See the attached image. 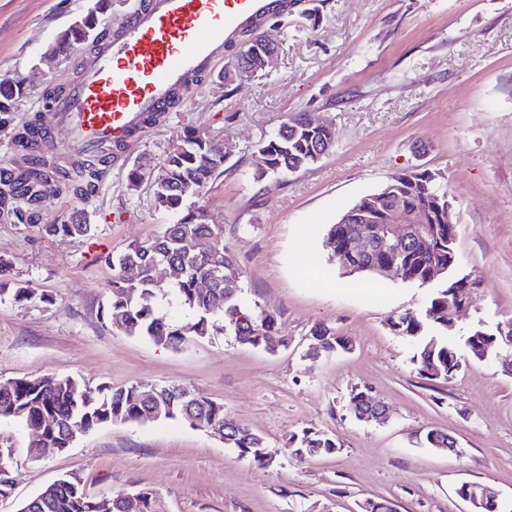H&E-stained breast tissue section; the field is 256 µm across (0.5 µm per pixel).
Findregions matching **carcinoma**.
I'll list each match as a JSON object with an SVG mask.
<instances>
[{
	"label": "carcinoma",
	"instance_id": "cac0c4a2",
	"mask_svg": "<svg viewBox=\"0 0 512 512\" xmlns=\"http://www.w3.org/2000/svg\"><path fill=\"white\" fill-rule=\"evenodd\" d=\"M110 6L111 0H97L95 8L79 24L61 33L54 52L59 54L70 46L83 44L94 34L97 40H103L106 33L97 32V14ZM182 102V95L173 96L165 109L148 114L145 122L163 123L168 112ZM31 129L30 123L14 129L13 169L0 178V222L30 224L49 237L92 238L94 225L78 216L60 224L41 223V204L48 195L61 192L89 202L103 177L104 166L117 159L124 146L105 145L96 157L67 166L46 151L38 156L31 153ZM334 145L332 128L312 126L305 113L296 112L257 144L253 182L262 185L306 169L321 158L325 147ZM231 157L223 143L187 128L167 153L158 173L139 165L130 170L131 186L150 183L155 206L168 215V222L151 239L133 240L118 252L98 256V261L112 271L110 296L100 310L105 325L172 349L191 339L210 336H232L242 345L263 350L274 340L286 346L277 318L238 297L242 277L238 260L231 250L216 248V243L224 239V225L213 223L202 203L206 188L224 175ZM387 192L399 196L409 211L423 219L415 228L430 235L435 246L432 251L423 252L407 241L397 251L388 242L372 239L368 251L359 255L358 265L367 274L373 273L377 265H390L393 278L430 287L423 314L393 318L390 327L413 343V360L420 374L446 382L462 366L464 354L482 359L496 351L494 347L484 348L491 340L485 327H474L460 342L452 339L453 330L448 328V304L470 298L462 289L448 287V277L455 275L448 270V246H456V225L448 223V190L438 171L417 165L395 174L373 195ZM388 223L387 207L381 205L362 224L326 225V240L337 243L331 260L341 265L356 234ZM158 263L167 270L164 283L156 279ZM8 268L9 261L0 257V297L10 294L16 300L31 298L34 289L10 287L4 279ZM128 268L136 269L137 275L127 276ZM170 296L187 310V318L177 320L161 313L160 302ZM311 336L325 354L343 350L348 343L346 337L323 324L314 326ZM188 391L190 388L181 384L134 381L118 387L105 385L92 396L72 376L24 377L6 386L0 383V418L12 419L22 426L28 436L27 455L31 459L38 458L36 448L43 442L53 448H69L79 435L106 424L182 421L208 428L240 456L260 465L272 463L263 437L227 417L222 403L195 393L191 399H184ZM367 392V388L353 390L350 403L354 411L373 415L375 409L365 399ZM289 443L301 461L332 455L339 448L335 437L314 430L291 435ZM13 447L11 437L0 435V498L7 497L12 487L8 472L14 464ZM106 503L111 512H164L162 497L153 489L142 498L127 499L122 493L106 501L87 494L75 477H64L62 482L47 486L19 512H100Z\"/></svg>",
	"mask_w": 512,
	"mask_h": 512
}]
</instances>
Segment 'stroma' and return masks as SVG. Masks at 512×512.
Returning <instances> with one entry per match:
<instances>
[{
  "mask_svg": "<svg viewBox=\"0 0 512 512\" xmlns=\"http://www.w3.org/2000/svg\"><path fill=\"white\" fill-rule=\"evenodd\" d=\"M94 3L0 0V80L21 86L14 112L0 121V170L11 166L13 126L49 119L47 89L79 80L91 44L48 65L42 56ZM262 33L279 46L272 70L226 87L224 66L238 52L226 48L177 111L141 128L92 202L47 196L43 223L82 210L96 227L92 239L0 223L8 278L36 291L29 300L0 299V382L52 373L92 392L133 381L183 384L261 434L273 463L259 467L211 432L168 421L104 425L32 460L22 428L2 421L16 461L0 512H19L64 475L98 498L154 489L167 512H361L376 498L396 512H469L456 494L464 481L512 497V348L466 357L448 381L422 378L412 344L389 322L419 313L427 288L341 275L324 243L328 224L399 171L439 170L453 204L458 272L478 283L455 334L512 322V0H298ZM294 112L331 125L334 148L308 169L254 184L255 146ZM188 126L234 147L232 170L209 186L205 202L242 269L241 299L275 314L288 338L277 352L231 336L172 350L100 318L112 272L97 255L150 239L165 224L148 184L129 189L128 171L161 163ZM318 324L348 337L352 351L308 359ZM364 387L384 419L352 414L351 391ZM429 429L454 436L458 453L427 447ZM305 430L333 434L337 452L299 461L287 439Z\"/></svg>",
  "mask_w": 512,
  "mask_h": 512,
  "instance_id": "35a3bbf8",
  "label": "stroma"
}]
</instances>
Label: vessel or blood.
I'll return each mask as SVG.
<instances>
[{
	"label": "vessel or blood",
	"mask_w": 512,
	"mask_h": 512,
	"mask_svg": "<svg viewBox=\"0 0 512 512\" xmlns=\"http://www.w3.org/2000/svg\"><path fill=\"white\" fill-rule=\"evenodd\" d=\"M282 0H146L106 48L85 59L80 80L53 103L75 151L125 143L147 113L175 92L191 93V77L207 71L245 28L263 25Z\"/></svg>",
	"instance_id": "1"
}]
</instances>
